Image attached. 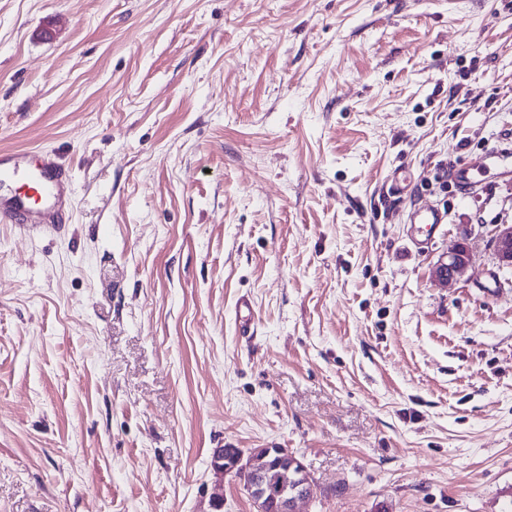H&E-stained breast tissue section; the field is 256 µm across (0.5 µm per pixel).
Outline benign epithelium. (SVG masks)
<instances>
[{"mask_svg": "<svg viewBox=\"0 0 512 512\" xmlns=\"http://www.w3.org/2000/svg\"><path fill=\"white\" fill-rule=\"evenodd\" d=\"M487 247L498 269L512 273V224H497L487 241ZM471 246L469 233H462L460 241L448 255L434 265L432 274L436 282L445 288L470 277ZM258 461L251 458L242 449L235 450L218 446L213 449L211 467L219 476L231 475L237 471H251L255 480L248 488V495L253 503L254 512H296V503L312 496L310 492L288 495V491L268 482L272 468L267 464L257 469Z\"/></svg>", "mask_w": 512, "mask_h": 512, "instance_id": "obj_1", "label": "benign epithelium"}]
</instances>
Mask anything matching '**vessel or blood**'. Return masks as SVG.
<instances>
[{
    "label": "vessel or blood",
    "mask_w": 512,
    "mask_h": 512,
    "mask_svg": "<svg viewBox=\"0 0 512 512\" xmlns=\"http://www.w3.org/2000/svg\"><path fill=\"white\" fill-rule=\"evenodd\" d=\"M17 181L32 189L0 193V224L30 233L69 223L74 184L68 166L53 151H0V182Z\"/></svg>",
    "instance_id": "obj_1"
}]
</instances>
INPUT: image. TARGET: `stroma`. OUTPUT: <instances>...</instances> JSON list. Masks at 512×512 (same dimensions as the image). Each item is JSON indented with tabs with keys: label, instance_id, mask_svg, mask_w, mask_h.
Instances as JSON below:
<instances>
[{
	"label": "stroma",
	"instance_id": "obj_1",
	"mask_svg": "<svg viewBox=\"0 0 512 512\" xmlns=\"http://www.w3.org/2000/svg\"><path fill=\"white\" fill-rule=\"evenodd\" d=\"M494 146L512 0H0V151L75 175L64 231L0 224V512H253L220 444L296 453L298 512H506ZM471 246L469 233L463 232L460 241L448 255L442 257L434 265L432 274L436 282L445 288L451 287L457 282L470 277Z\"/></svg>",
	"mask_w": 512,
	"mask_h": 512
}]
</instances>
